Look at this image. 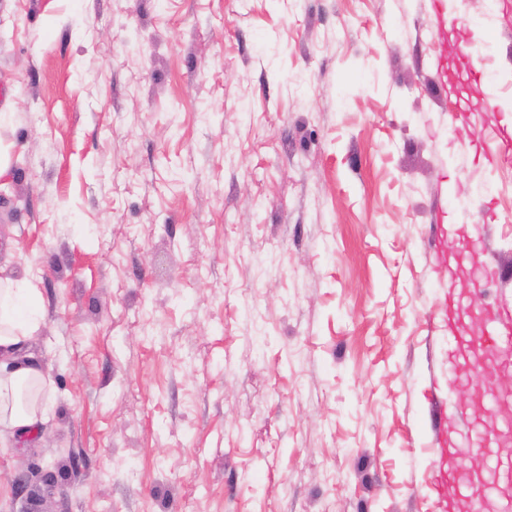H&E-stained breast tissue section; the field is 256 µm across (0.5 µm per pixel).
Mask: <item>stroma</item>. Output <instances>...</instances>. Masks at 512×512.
<instances>
[{
  "instance_id": "1",
  "label": "stroma",
  "mask_w": 512,
  "mask_h": 512,
  "mask_svg": "<svg viewBox=\"0 0 512 512\" xmlns=\"http://www.w3.org/2000/svg\"><path fill=\"white\" fill-rule=\"evenodd\" d=\"M495 2L440 34L433 0H0V277L40 292L52 382L0 512H453L430 454L494 381L448 326L460 234L512 311Z\"/></svg>"
}]
</instances>
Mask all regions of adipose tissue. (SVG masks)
Listing matches in <instances>:
<instances>
[{
	"mask_svg": "<svg viewBox=\"0 0 512 512\" xmlns=\"http://www.w3.org/2000/svg\"><path fill=\"white\" fill-rule=\"evenodd\" d=\"M43 318L30 282L0 279V428L22 439L47 419L45 376L26 349Z\"/></svg>",
	"mask_w": 512,
	"mask_h": 512,
	"instance_id": "1",
	"label": "adipose tissue"
}]
</instances>
